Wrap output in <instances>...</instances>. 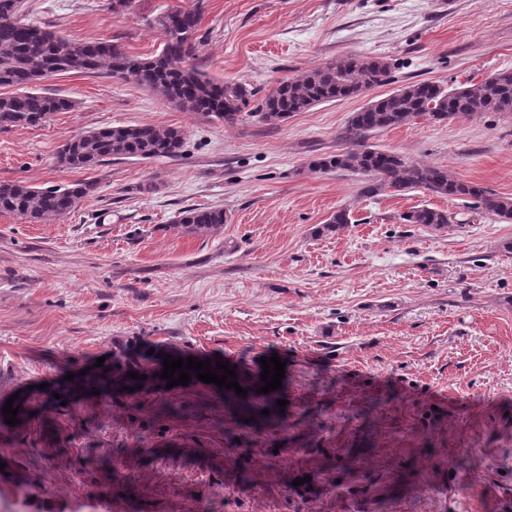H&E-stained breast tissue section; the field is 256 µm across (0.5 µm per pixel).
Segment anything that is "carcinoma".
Wrapping results in <instances>:
<instances>
[{"instance_id": "carcinoma-1", "label": "carcinoma", "mask_w": 512, "mask_h": 512, "mask_svg": "<svg viewBox=\"0 0 512 512\" xmlns=\"http://www.w3.org/2000/svg\"><path fill=\"white\" fill-rule=\"evenodd\" d=\"M162 32L163 47L150 58L125 53L117 45L112 51L101 49L102 42L76 44L57 31L25 21L22 0H0V87H15V92H0V128L35 126L74 104L63 97L36 93L31 87L49 74L77 72L112 77L133 76L137 82L185 112H204L228 124L234 123L257 96L250 85L238 81L217 82L191 63L196 44L199 15L193 10L173 8L155 19ZM390 64L372 57H346L281 82L260 100L253 115L264 122H283L296 112L335 100L357 97L388 82ZM512 112V71L494 73L467 87L449 90L435 82L407 84L386 96L368 102L351 114L340 135L346 148L318 158L308 168L319 174L347 171L362 183L366 197L404 196L425 191L450 200H462L466 212L499 222H512V198L486 187L459 181L448 169L431 164L408 163L393 152L366 144L379 131L406 125L425 117L447 121L458 114ZM183 146L180 130L161 124L103 127L70 138L57 158L65 166L88 169L110 160H152L179 155ZM93 185L78 181L65 187L34 188L22 182L0 184V213L17 215L30 223L72 212L91 195ZM227 215L222 208L187 209L181 212L177 227L182 233L200 235L224 226ZM407 224H421L435 231L451 224H464L444 209L423 205L402 215ZM352 223L348 208H340L316 233H340ZM168 346L161 344L148 356L128 344L112 351L108 371L88 373L76 379L69 395L89 397L93 390L110 389L121 393L124 386L166 388L160 378ZM133 371L138 379L126 377ZM147 379H141V376Z\"/></svg>"}]
</instances>
